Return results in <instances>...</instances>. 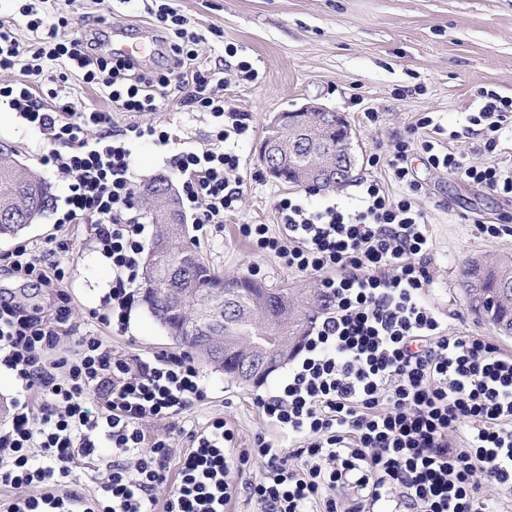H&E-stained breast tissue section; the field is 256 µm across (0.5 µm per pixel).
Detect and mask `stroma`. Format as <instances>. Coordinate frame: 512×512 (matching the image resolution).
<instances>
[{"mask_svg":"<svg viewBox=\"0 0 512 512\" xmlns=\"http://www.w3.org/2000/svg\"><path fill=\"white\" fill-rule=\"evenodd\" d=\"M191 28L202 34L198 60L222 72L224 97L251 116L252 129L239 140L238 175L243 193L222 225L199 224L193 230L200 254L225 278L256 275L272 288L302 292L317 288L318 279L288 269L274 254L261 251L241 236L240 225L265 224L273 235L284 232L275 209L283 197H296L311 211L330 206L352 212L359 208L363 182L375 180L392 198L405 193L383 166L371 160L390 150L395 139L413 135L416 141L437 142L439 149L463 155L477 166H493L512 173V125L499 137L495 151L484 148L485 134L475 118L483 91L512 97V0H170ZM46 10L67 17L69 32L94 37L107 47L115 33L139 40L152 32V20L142 0H47ZM258 72L252 82L238 81L225 66L227 45ZM62 98L78 108L111 112L112 128L152 125L174 138L204 146L209 119L180 107V83H172L161 111L132 114L113 110L101 93L69 76L60 86ZM316 103L342 113L352 129L356 158L354 177L347 185L312 193L272 180L258 155L265 126L277 113ZM379 113L370 122L365 109ZM434 127L416 128L422 114ZM47 141L29 128L7 104L0 103V149L13 152L22 172L45 181L47 209L19 236L0 239V261L17 245L45 252L49 238H68L73 251L63 255L69 267L68 292L75 317V335L93 333L113 350L144 359L176 352L164 329L141 301H134L125 325L101 324L91 313L100 309L112 286V263L103 256L88 224L58 225L66 184L37 162ZM172 151L152 139L139 140L132 167L139 181L168 176L173 185L182 178L170 162ZM421 189L416 203L426 213L432 251L427 259L431 282L425 300L445 314L448 329L483 336L512 354V337L498 335L474 315L460 287L462 272L475 257L512 253V197L489 192L484 186L432 168L422 150L407 160ZM508 226V233L491 237L482 225ZM207 398L180 415L177 423L148 420L147 432L169 437L173 453L167 463L176 475L179 455L189 446L187 430L221 416L240 446L251 447L267 424L254 404L257 395L275 391L288 375L280 368L264 383L239 384L203 366Z\"/></svg>","mask_w":512,"mask_h":512,"instance_id":"stroma-1","label":"stroma"}]
</instances>
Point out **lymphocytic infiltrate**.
<instances>
[{
    "mask_svg": "<svg viewBox=\"0 0 512 512\" xmlns=\"http://www.w3.org/2000/svg\"><path fill=\"white\" fill-rule=\"evenodd\" d=\"M19 12L32 43L22 49L12 26L0 22V72L24 75L0 85V102L47 136L51 148L38 162L68 188L58 221L93 224L114 272L105 302L127 313L147 239L136 209L133 146L153 136L165 147L171 136L139 124L113 132V111H159L177 79L182 107L209 116L207 147L184 146L171 158L184 177L181 200L199 224L223 223L242 195L232 143L249 132V115L227 107L223 79L198 62L200 35L166 0L146 8L171 53L169 68L155 73L96 54L83 36L59 38V23L38 0ZM59 59L104 93L112 112L77 110L45 88V66ZM93 127L98 137H89ZM416 145L397 139L385 158L407 189L399 200L373 180L355 212H311L283 197L275 208L284 236L265 224L241 225L258 249L318 276L331 309L313 325L280 387L254 400L274 438L260 433L253 447L239 448L223 418L210 419L189 431L190 448L173 479L168 440L148 435L142 423L178 417L205 399L194 359L182 352L145 360L116 353L92 334L70 336L64 269L16 246L10 272L57 294L47 312L0 299V366L15 372L23 390L0 425V487L19 492L6 512H148L155 504L161 512H227L242 490L256 512H374L387 502L396 512H493L474 476L512 491V354L486 337L449 332L424 300L429 230L407 166ZM417 146L431 166L512 195L511 173L468 164L430 140ZM92 396L101 402L94 416L86 409ZM102 448L112 458L91 495L71 482L70 464ZM252 461L262 465L259 480L239 486V472ZM167 483L173 490L159 500Z\"/></svg>",
    "mask_w": 512,
    "mask_h": 512,
    "instance_id": "lymphocytic-infiltrate-1",
    "label": "lymphocytic infiltrate"
}]
</instances>
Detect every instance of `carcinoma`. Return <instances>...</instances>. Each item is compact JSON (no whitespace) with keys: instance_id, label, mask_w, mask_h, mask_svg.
Masks as SVG:
<instances>
[{"instance_id":"carcinoma-1","label":"carcinoma","mask_w":512,"mask_h":512,"mask_svg":"<svg viewBox=\"0 0 512 512\" xmlns=\"http://www.w3.org/2000/svg\"><path fill=\"white\" fill-rule=\"evenodd\" d=\"M336 162V125L313 122L293 166L286 171L290 184L304 181L315 166ZM142 196L161 202L149 211L151 221L161 228L142 271V302L150 315L166 330L173 329L175 343L206 364L236 377L217 355L221 348L251 343V336L265 324L266 315L288 319V334L307 336L314 320L330 305L321 290L300 302L286 288H269L248 276L232 279L211 267L191 248L176 191L164 176L143 184ZM47 203V190L37 175L18 174L13 157L0 153V238H12L39 216ZM463 290L472 311L488 302L496 313L488 320L498 335L512 337V255L492 262L471 260L463 272ZM218 304L214 315L201 317L197 311Z\"/></svg>"}]
</instances>
